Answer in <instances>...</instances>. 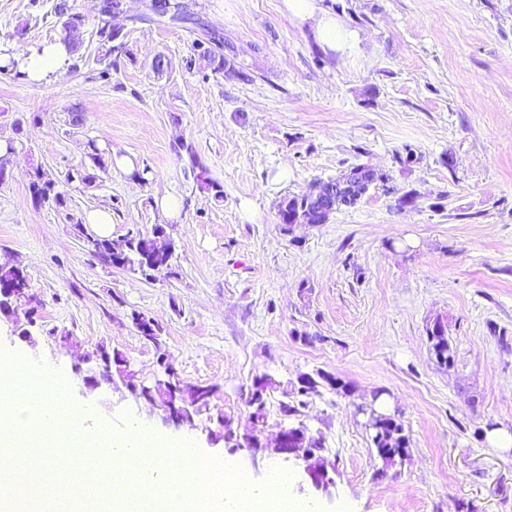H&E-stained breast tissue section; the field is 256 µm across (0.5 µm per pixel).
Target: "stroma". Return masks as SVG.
<instances>
[{
  "label": "stroma",
  "instance_id": "1",
  "mask_svg": "<svg viewBox=\"0 0 512 512\" xmlns=\"http://www.w3.org/2000/svg\"><path fill=\"white\" fill-rule=\"evenodd\" d=\"M63 1L84 18L64 68L39 83L0 73V139L15 147L0 260L23 268L36 298L33 320H0V346L47 359L111 429L140 418L255 481L288 467L269 449L280 427L303 426L335 485L323 493L290 467L294 495L322 512H512V447L485 435L512 431V0H317L356 37L336 51L285 0H188L239 78L201 60L200 30L144 18L143 0L114 18L124 47L112 55L101 0H0V59L59 38ZM357 165L378 175L357 205L280 223L283 198ZM37 168L61 202L34 199ZM170 194L175 218L158 205ZM93 209L111 213L114 240L162 225L171 269L147 277L87 252ZM137 313L158 323L160 345L139 336ZM437 318L449 367L427 340ZM101 346L135 383L169 365L217 385L210 412L177 426L125 384L85 386L77 369ZM318 370L345 390L283 415L298 377ZM259 376L275 389L257 429L246 397ZM379 395L410 440L389 466L358 413ZM227 427L254 432L258 451L219 440Z\"/></svg>",
  "mask_w": 512,
  "mask_h": 512
}]
</instances>
